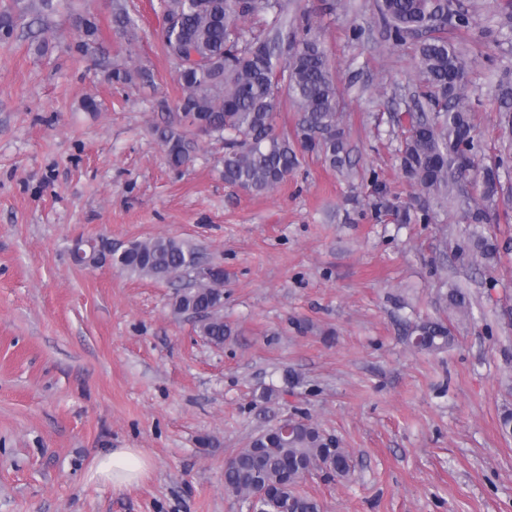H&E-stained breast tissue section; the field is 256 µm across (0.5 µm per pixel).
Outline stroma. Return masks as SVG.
Masks as SVG:
<instances>
[{
	"label": "stroma",
	"instance_id": "obj_1",
	"mask_svg": "<svg viewBox=\"0 0 512 512\" xmlns=\"http://www.w3.org/2000/svg\"><path fill=\"white\" fill-rule=\"evenodd\" d=\"M0 0L17 27L0 38V512H238L224 461L277 420L302 415L352 459L348 479L305 480L323 512H512V250L459 260L468 224L435 205L396 223L373 183L407 199L396 121L417 61L385 38L377 0H297L326 47L355 166L308 156L269 193L226 184L222 143L201 140L171 168L154 133L180 88L163 54L158 0ZM453 32L485 148L499 131L491 70L512 67L494 31L512 0H458ZM135 21L127 37L117 5ZM99 21L80 48L76 14ZM134 58L150 87L117 86ZM95 98L98 112L85 111ZM113 246L167 237L224 271L223 346L174 315L179 283L72 262L76 237ZM466 288L470 312L440 299ZM444 318L452 345L414 347L413 326ZM273 389L270 401H260ZM140 449L146 478L116 492L89 481L97 454ZM112 82L116 84L128 85L139 80L142 83H152L153 76L151 72L138 64H135L133 58H128L123 64H117L112 67Z\"/></svg>",
	"mask_w": 512,
	"mask_h": 512
}]
</instances>
